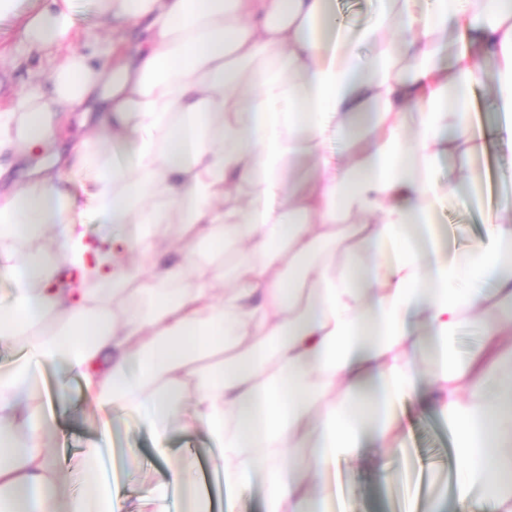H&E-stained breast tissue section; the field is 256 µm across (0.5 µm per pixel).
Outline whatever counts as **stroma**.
Wrapping results in <instances>:
<instances>
[{
	"label": "stroma",
	"instance_id": "obj_1",
	"mask_svg": "<svg viewBox=\"0 0 512 512\" xmlns=\"http://www.w3.org/2000/svg\"><path fill=\"white\" fill-rule=\"evenodd\" d=\"M60 59L58 52L29 50L14 37L1 40L0 109L30 91V72L48 70ZM511 203L512 146L487 138L475 172L442 193L435 214L437 244L450 253L468 250L482 239L485 224ZM36 377L58 466L69 470L84 449L104 447L105 473L123 512H185L183 500L168 489L171 466L181 456L195 461V490L208 512H262L261 479L245 490L211 483L217 452L203 428L176 424L160 446L141 418L109 419L85 398L77 380L61 382L58 369L41 368ZM399 412L406 427L383 454H375L373 440H365L359 460L328 473L330 512H427L434 498L445 502L446 512H481L477 495L458 493L445 413L423 396L404 401Z\"/></svg>",
	"mask_w": 512,
	"mask_h": 512
}]
</instances>
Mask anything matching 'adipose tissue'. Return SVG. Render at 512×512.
Instances as JSON below:
<instances>
[{
    "mask_svg": "<svg viewBox=\"0 0 512 512\" xmlns=\"http://www.w3.org/2000/svg\"><path fill=\"white\" fill-rule=\"evenodd\" d=\"M112 33L97 66L72 45L74 0L35 12L0 0L21 42L64 50L47 90L0 113V155L55 145L63 114L100 115L67 171L24 181L0 165V512H122L86 449L62 478L33 368L61 367L89 400L141 417L157 443L189 407L219 443L228 482L264 483L263 512H324L315 484L403 428L397 406L429 383L454 427L460 496L512 512V214L467 252L422 247L439 202L441 157L470 171L485 132L472 122L481 64L512 112V0H379L358 30L334 0H95ZM373 49L369 58L359 45ZM364 122L347 150L334 149ZM131 140L129 165L111 144ZM78 177L80 205L59 183ZM96 214L97 244L73 209ZM183 224L185 261L155 231ZM209 242L194 275L192 242ZM341 270H334L335 258ZM486 317L483 344L461 358L463 320ZM426 327L434 366L417 354ZM238 353L227 356L229 348ZM219 363H207L213 351ZM375 388L367 402L358 395Z\"/></svg>",
    "mask_w": 512,
    "mask_h": 512,
    "instance_id": "1",
    "label": "adipose tissue"
}]
</instances>
